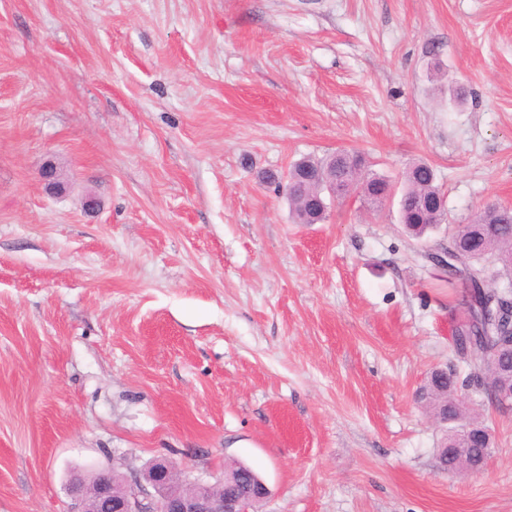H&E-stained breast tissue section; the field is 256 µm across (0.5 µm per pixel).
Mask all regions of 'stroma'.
Listing matches in <instances>:
<instances>
[{"instance_id": "35a3bbf8", "label": "stroma", "mask_w": 512, "mask_h": 512, "mask_svg": "<svg viewBox=\"0 0 512 512\" xmlns=\"http://www.w3.org/2000/svg\"><path fill=\"white\" fill-rule=\"evenodd\" d=\"M339 149L512 207V0H0V512L160 459L262 512H512V408L458 390L462 474L419 398L468 373L447 232L276 188ZM457 385L458 381L453 371L436 369L431 373L428 384L420 390L419 397L427 395L430 398L443 403L444 398L448 395V416L446 413L440 414L433 411L434 417L440 423L446 425H448V421H452L458 417H460L461 420H466L474 425V430L470 432V442L468 445L470 451L468 459L470 462L472 457H474L475 463L481 469L485 461L484 448L486 444V437L484 430L487 432L489 431L485 425L472 419L467 412L459 413L456 406H452L450 404L449 398L457 391Z\"/></svg>"}]
</instances>
